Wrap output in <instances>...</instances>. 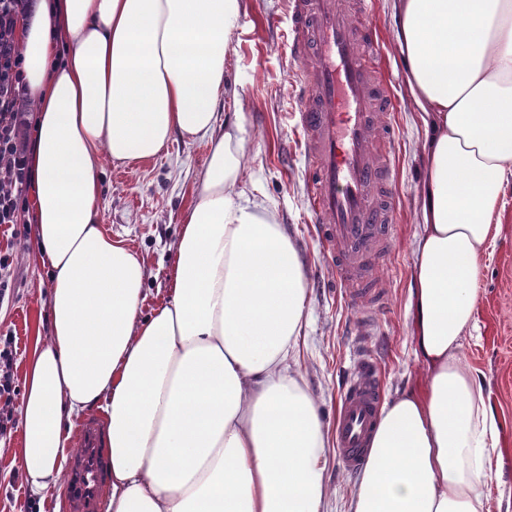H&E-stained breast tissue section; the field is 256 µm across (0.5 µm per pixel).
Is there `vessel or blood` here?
<instances>
[{"instance_id": "vessel-or-blood-1", "label": "vessel or blood", "mask_w": 512, "mask_h": 512, "mask_svg": "<svg viewBox=\"0 0 512 512\" xmlns=\"http://www.w3.org/2000/svg\"><path fill=\"white\" fill-rule=\"evenodd\" d=\"M353 19L346 0H293L289 49L298 69L292 81L296 128L308 159L307 210L335 269L334 287L364 317L352 326L353 358L336 417V451L352 474L367 465L385 395L381 367L370 348L388 304L374 270L390 256L398 206L397 168L380 142H392L397 103L384 75L367 64L382 45L359 0ZM71 492L65 512H104L109 487L108 431L97 414L75 432Z\"/></svg>"}]
</instances>
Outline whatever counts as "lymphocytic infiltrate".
<instances>
[{
	"label": "lymphocytic infiltrate",
	"instance_id": "1",
	"mask_svg": "<svg viewBox=\"0 0 512 512\" xmlns=\"http://www.w3.org/2000/svg\"><path fill=\"white\" fill-rule=\"evenodd\" d=\"M34 0H0V226L11 231L14 244L29 236L27 192L33 178L35 127L25 77V55L19 49L20 27ZM14 340L0 337V438L15 423L12 410Z\"/></svg>",
	"mask_w": 512,
	"mask_h": 512
}]
</instances>
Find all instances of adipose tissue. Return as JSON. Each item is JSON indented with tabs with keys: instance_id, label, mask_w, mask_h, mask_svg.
<instances>
[{
	"instance_id": "adipose-tissue-1",
	"label": "adipose tissue",
	"mask_w": 512,
	"mask_h": 512,
	"mask_svg": "<svg viewBox=\"0 0 512 512\" xmlns=\"http://www.w3.org/2000/svg\"><path fill=\"white\" fill-rule=\"evenodd\" d=\"M391 2L425 135L412 298L428 375L424 394L383 405L350 512H490L498 419L460 348L512 185V0ZM242 12L243 0H39L24 25L35 244L52 278L21 408L34 494L57 487L66 421L99 407L109 512H326L327 429L288 364L306 264L248 187L245 105L218 112ZM178 137L209 156L170 299L144 319L142 262L97 222L100 160L148 159Z\"/></svg>"
}]
</instances>
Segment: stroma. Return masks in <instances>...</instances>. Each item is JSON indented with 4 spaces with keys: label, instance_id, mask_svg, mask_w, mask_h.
I'll list each match as a JSON object with an SVG mask.
<instances>
[{
    "label": "stroma",
    "instance_id": "obj_1",
    "mask_svg": "<svg viewBox=\"0 0 512 512\" xmlns=\"http://www.w3.org/2000/svg\"><path fill=\"white\" fill-rule=\"evenodd\" d=\"M243 2L238 43L227 72L228 91L248 110L252 156L247 175L258 193L276 206L308 265L309 314L292 366L303 374L332 432L343 372L353 349L350 325L358 313L333 288L334 271L307 220L306 161L292 131L296 102L289 81L296 65L288 54L290 0ZM373 10L384 42L376 65L388 78L397 101L392 121L400 212L391 256L377 269L389 301L378 318L372 342L384 366L386 396L392 399L405 391L423 393L426 387L427 372L415 355L411 309L413 248L422 231L418 210L424 169L422 131L401 76L389 0H374ZM207 156V145L179 138L158 157L123 168L110 159L102 161L99 222L106 235L123 241L143 261L142 317H149L169 297L168 276L182 218L193 203L194 182ZM13 269L16 297L0 306V336L15 338L13 404L18 407L26 393L27 361L35 339L50 334L52 280L49 266L41 262L30 242L17 250ZM461 355L489 392L500 425L499 471L487 481L491 512H512V191L505 198L500 234L484 261L476 325L464 336ZM22 454V434L16 427L10 437L0 440V512H26L32 502L40 512H59L65 492L30 496Z\"/></svg>",
    "mask_w": 512,
    "mask_h": 512
}]
</instances>
